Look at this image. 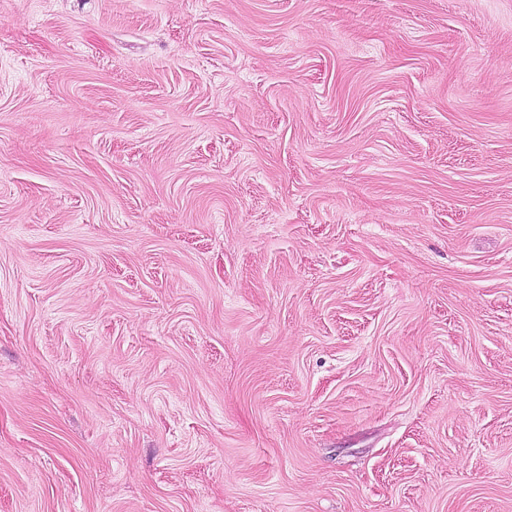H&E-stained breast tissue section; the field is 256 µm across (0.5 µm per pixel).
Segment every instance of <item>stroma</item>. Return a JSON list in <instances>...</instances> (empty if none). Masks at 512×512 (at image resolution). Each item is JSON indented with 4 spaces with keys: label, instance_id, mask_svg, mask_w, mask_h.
I'll use <instances>...</instances> for the list:
<instances>
[{
    "label": "stroma",
    "instance_id": "35a3bbf8",
    "mask_svg": "<svg viewBox=\"0 0 512 512\" xmlns=\"http://www.w3.org/2000/svg\"><path fill=\"white\" fill-rule=\"evenodd\" d=\"M0 512H512V0H0Z\"/></svg>",
    "mask_w": 512,
    "mask_h": 512
}]
</instances>
